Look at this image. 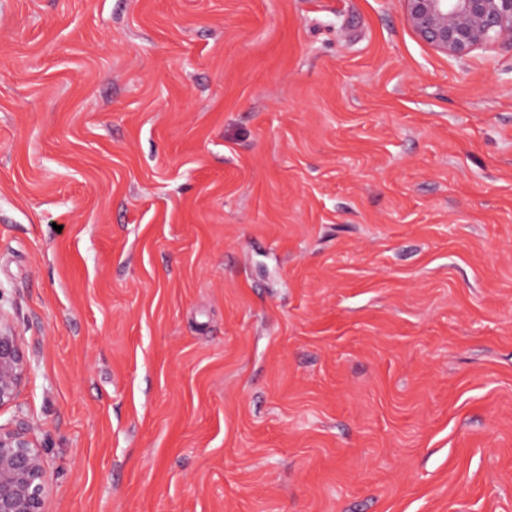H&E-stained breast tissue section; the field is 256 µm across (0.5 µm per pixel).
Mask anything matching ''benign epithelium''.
Masks as SVG:
<instances>
[{
    "label": "benign epithelium",
    "mask_w": 512,
    "mask_h": 512,
    "mask_svg": "<svg viewBox=\"0 0 512 512\" xmlns=\"http://www.w3.org/2000/svg\"><path fill=\"white\" fill-rule=\"evenodd\" d=\"M407 21L435 50L463 58L489 42L512 45V0H403ZM25 344L0 313V408L16 399L29 371ZM46 467L27 427L0 426V512H43Z\"/></svg>",
    "instance_id": "obj_1"
}]
</instances>
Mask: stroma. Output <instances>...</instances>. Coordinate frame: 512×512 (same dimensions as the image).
Listing matches in <instances>:
<instances>
[{
    "label": "stroma",
    "instance_id": "35a3bbf8",
    "mask_svg": "<svg viewBox=\"0 0 512 512\" xmlns=\"http://www.w3.org/2000/svg\"><path fill=\"white\" fill-rule=\"evenodd\" d=\"M0 311L45 512H512V46L0 0ZM29 367L23 337L12 319L0 312V408L14 402Z\"/></svg>",
    "mask_w": 512,
    "mask_h": 512
}]
</instances>
